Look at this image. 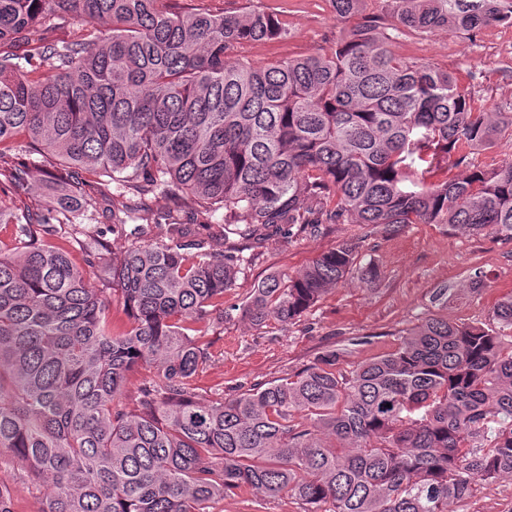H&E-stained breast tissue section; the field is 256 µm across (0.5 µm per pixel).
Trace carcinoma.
Listing matches in <instances>:
<instances>
[{
  "mask_svg": "<svg viewBox=\"0 0 512 512\" xmlns=\"http://www.w3.org/2000/svg\"><path fill=\"white\" fill-rule=\"evenodd\" d=\"M367 2L331 0L341 23L360 18L332 47L254 65L245 48L287 30L250 6L0 0V197L30 194L35 153L54 184L41 211L0 206L15 241L0 250V451L47 490L38 512H210L237 490L329 512H452L477 481L512 477L511 294L490 327L428 317L348 372L332 350L233 397L194 386L208 359L197 324L237 310L288 325L346 280L378 277L344 242L226 309L247 262L239 240L285 224L418 223L512 238V163L473 162L512 136V113L482 108L434 63L398 57ZM503 2L391 0L392 30L470 33L511 22ZM50 17L105 18L110 34L49 41L38 26ZM157 189L200 226L224 211V248L155 212ZM101 210L116 226L164 219L170 233L128 249L97 288L54 237L70 225L85 263L102 262L74 223ZM148 367L158 377L137 408L114 405ZM0 512H13L2 477Z\"/></svg>",
  "mask_w": 512,
  "mask_h": 512,
  "instance_id": "carcinoma-1",
  "label": "carcinoma"
}]
</instances>
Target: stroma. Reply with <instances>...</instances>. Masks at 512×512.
I'll list each match as a JSON object with an SVG mask.
<instances>
[{
  "label": "stroma",
  "mask_w": 512,
  "mask_h": 512,
  "mask_svg": "<svg viewBox=\"0 0 512 512\" xmlns=\"http://www.w3.org/2000/svg\"><path fill=\"white\" fill-rule=\"evenodd\" d=\"M247 1L274 13L288 31L286 40L248 47L246 54L257 65L329 47L343 29L330 0H188L215 14L237 10ZM507 39L512 40V26L493 24L466 34L442 29L406 35L393 40L390 48L400 57L448 69L459 89L489 110L512 112V59L502 50ZM91 229L107 243V261L89 267L80 248L70 247L69 253L94 284L108 279L113 260L131 245L167 235L163 224L138 221L116 230L105 217ZM351 240L358 242L362 261L377 269L376 284L366 287L352 280L336 286L288 326L273 319L254 326L234 318L218 330H206L202 341L209 358L195 378L201 395L220 389L229 397L256 383L296 374L331 349L340 354L339 369L348 371L394 351L401 335L426 317L486 324L499 298L512 293V240L493 233L476 235L442 224H408L396 233L363 224H321L312 230L295 225L262 243H248L251 261L225 293V305L244 304L254 284L267 275L296 274L322 252ZM478 271L485 284L476 291L469 282ZM440 288L447 289V301L436 300ZM305 510L288 494L269 499L240 492L212 505V512ZM456 512H512V478L477 483Z\"/></svg>",
  "instance_id": "1"
}]
</instances>
